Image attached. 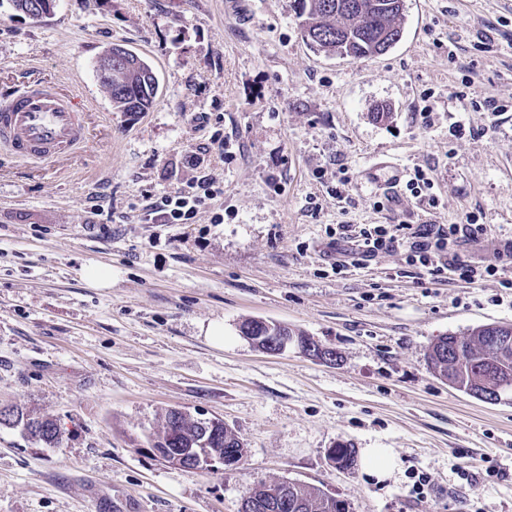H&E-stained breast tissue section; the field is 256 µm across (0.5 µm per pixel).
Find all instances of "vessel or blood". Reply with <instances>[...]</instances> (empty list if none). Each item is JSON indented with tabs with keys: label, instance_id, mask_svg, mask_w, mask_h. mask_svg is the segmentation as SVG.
<instances>
[{
	"label": "vessel or blood",
	"instance_id": "b4317fda",
	"mask_svg": "<svg viewBox=\"0 0 512 512\" xmlns=\"http://www.w3.org/2000/svg\"><path fill=\"white\" fill-rule=\"evenodd\" d=\"M89 111L56 82L30 80L0 95V151L36 163H57L84 152Z\"/></svg>",
	"mask_w": 512,
	"mask_h": 512
}]
</instances>
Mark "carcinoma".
I'll list each match as a JSON object with an SVG mask.
<instances>
[{
    "label": "carcinoma",
    "instance_id": "obj_1",
    "mask_svg": "<svg viewBox=\"0 0 512 512\" xmlns=\"http://www.w3.org/2000/svg\"><path fill=\"white\" fill-rule=\"evenodd\" d=\"M356 0H299V26L310 47L329 56L362 59L384 53L402 37L404 13L396 6L397 0H367L369 10L364 14L337 8ZM124 55L119 68H112V80H103L109 88L112 103L121 112H146L155 102L158 80L152 67L133 51L122 45L112 46V56ZM496 336H512L510 331H498L488 325L478 326L468 336H442L434 342L427 355L429 367L459 390L477 395L481 383L487 379L506 380L493 401L499 402L512 395V346L502 353ZM198 419L184 412L180 414L181 438H171V416H166L163 430L155 437L157 442H169L171 448H186L199 436ZM0 425L23 426L34 439L47 446L59 443L61 430L56 421L32 417L14 409L0 410ZM209 450L227 456L244 457L242 443L225 426L217 428ZM244 501L252 512H265V486L247 492ZM285 512H348L346 503L324 491L298 482H288V509Z\"/></svg>",
    "mask_w": 512,
    "mask_h": 512
}]
</instances>
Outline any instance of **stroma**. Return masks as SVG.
Returning a JSON list of instances; mask_svg holds the SVG:
<instances>
[{
	"mask_svg": "<svg viewBox=\"0 0 512 512\" xmlns=\"http://www.w3.org/2000/svg\"><path fill=\"white\" fill-rule=\"evenodd\" d=\"M296 8L56 0L36 21L0 0V91L68 82L93 107L89 149L63 165L0 161V408L61 429L49 448L0 426V512H240L249 488L286 479L349 512H512V399L459 392L425 361L437 337L512 324V0H405L401 40L361 60L312 49ZM115 44L154 68L149 111H117L101 85ZM418 168L432 186L417 197ZM204 175L224 195L194 223L138 221L146 196ZM469 214L485 233L455 253L498 277L433 281L400 248L330 270L339 225ZM92 265L111 287L85 279ZM249 319L337 359L265 353ZM173 408L223 420L243 461L189 473L157 457ZM342 443L393 449V475L337 468Z\"/></svg>",
	"mask_w": 512,
	"mask_h": 512,
	"instance_id": "1",
	"label": "stroma"
}]
</instances>
